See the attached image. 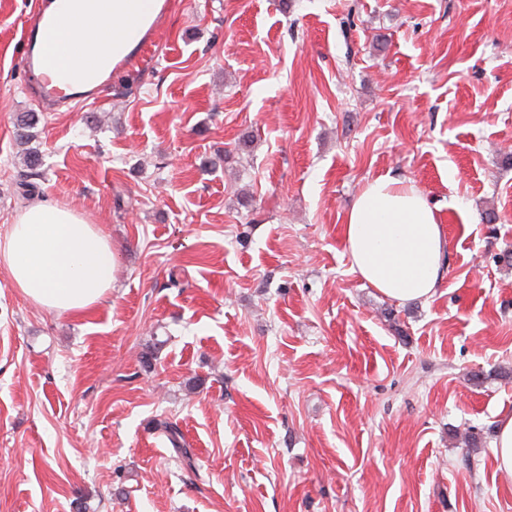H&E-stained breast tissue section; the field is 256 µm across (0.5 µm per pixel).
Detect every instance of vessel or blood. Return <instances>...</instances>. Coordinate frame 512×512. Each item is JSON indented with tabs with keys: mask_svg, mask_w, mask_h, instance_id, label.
<instances>
[{
	"mask_svg": "<svg viewBox=\"0 0 512 512\" xmlns=\"http://www.w3.org/2000/svg\"><path fill=\"white\" fill-rule=\"evenodd\" d=\"M61 25L56 15L41 11L24 27L22 35L20 66L24 73V88L27 96L47 112L56 111L72 99V84L46 73L52 61L43 46Z\"/></svg>",
	"mask_w": 512,
	"mask_h": 512,
	"instance_id": "obj_1",
	"label": "vessel or blood"
}]
</instances>
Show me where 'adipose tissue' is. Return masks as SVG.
Masks as SVG:
<instances>
[{
  "label": "adipose tissue",
  "mask_w": 512,
  "mask_h": 512,
  "mask_svg": "<svg viewBox=\"0 0 512 512\" xmlns=\"http://www.w3.org/2000/svg\"><path fill=\"white\" fill-rule=\"evenodd\" d=\"M162 0H53L64 19L53 53L74 85L130 53ZM342 242L355 272L386 297L431 298L448 240L427 199L390 178L370 181L347 213ZM0 268L28 301L49 312L81 314L112 290L116 258L96 225L74 210L28 207L0 236Z\"/></svg>",
  "instance_id": "ef3b65f1"
}]
</instances>
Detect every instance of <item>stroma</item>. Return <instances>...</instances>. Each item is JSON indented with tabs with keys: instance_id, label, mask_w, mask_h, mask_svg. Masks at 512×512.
<instances>
[{
	"instance_id": "35a3bbf8",
	"label": "stroma",
	"mask_w": 512,
	"mask_h": 512,
	"mask_svg": "<svg viewBox=\"0 0 512 512\" xmlns=\"http://www.w3.org/2000/svg\"><path fill=\"white\" fill-rule=\"evenodd\" d=\"M168 2L111 89L45 114L38 0H0V233L52 202L118 261L78 315L0 269V512H512V0ZM379 177L445 228L429 300L342 245ZM493 448L497 468L512 474V414L500 420Z\"/></svg>"
}]
</instances>
